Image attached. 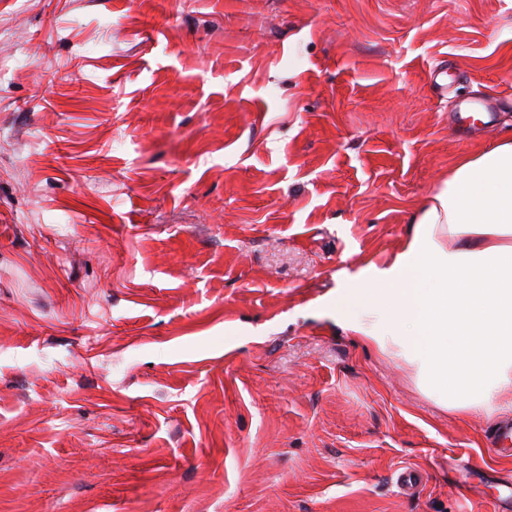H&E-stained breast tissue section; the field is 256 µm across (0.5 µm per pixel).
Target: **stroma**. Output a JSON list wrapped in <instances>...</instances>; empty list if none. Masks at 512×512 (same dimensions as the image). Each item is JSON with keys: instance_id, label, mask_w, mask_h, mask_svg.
I'll return each mask as SVG.
<instances>
[{"instance_id": "stroma-1", "label": "stroma", "mask_w": 512, "mask_h": 512, "mask_svg": "<svg viewBox=\"0 0 512 512\" xmlns=\"http://www.w3.org/2000/svg\"><path fill=\"white\" fill-rule=\"evenodd\" d=\"M511 132L512 0H0V512H512L341 326Z\"/></svg>"}]
</instances>
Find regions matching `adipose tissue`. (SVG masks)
Wrapping results in <instances>:
<instances>
[{"instance_id":"1","label":"adipose tissue","mask_w":512,"mask_h":512,"mask_svg":"<svg viewBox=\"0 0 512 512\" xmlns=\"http://www.w3.org/2000/svg\"><path fill=\"white\" fill-rule=\"evenodd\" d=\"M347 328L459 413L512 409V138L466 156L415 211L402 250L354 277Z\"/></svg>"}]
</instances>
